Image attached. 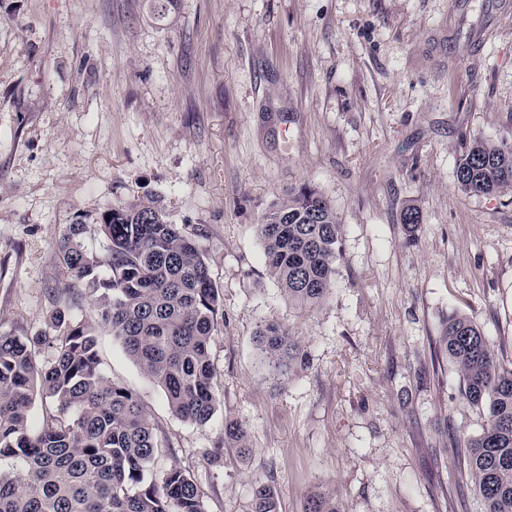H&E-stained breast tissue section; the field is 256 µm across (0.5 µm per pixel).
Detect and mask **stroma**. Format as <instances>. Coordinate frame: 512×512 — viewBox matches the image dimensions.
Returning a JSON list of instances; mask_svg holds the SVG:
<instances>
[{
    "mask_svg": "<svg viewBox=\"0 0 512 512\" xmlns=\"http://www.w3.org/2000/svg\"><path fill=\"white\" fill-rule=\"evenodd\" d=\"M476 138L512 146V0H0V335L48 324L70 225L100 254L101 213L154 199L219 290L211 421L175 416L92 302L71 310L149 416L154 482L181 467L207 512H251L260 482L279 512L319 491L342 512H483L456 457L485 415L440 343L458 312L512 361V191L455 178ZM304 184L343 227L311 310L257 234ZM267 323L307 352L288 376L255 342ZM228 419L250 458L225 445ZM248 429L246 425L237 421L230 420L224 425V443L225 445H237L240 453L244 456L249 455L251 448H247Z\"/></svg>",
    "mask_w": 512,
    "mask_h": 512,
    "instance_id": "1",
    "label": "stroma"
}]
</instances>
